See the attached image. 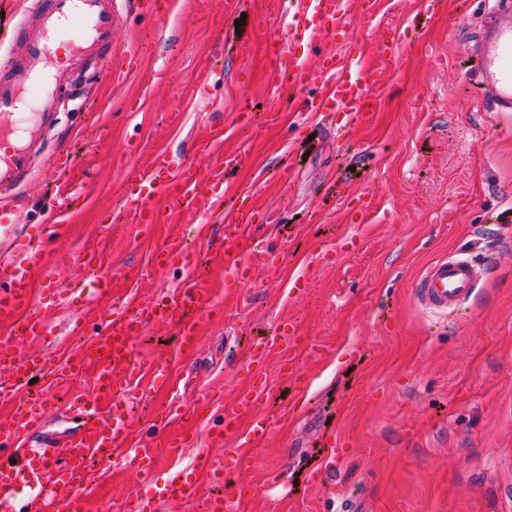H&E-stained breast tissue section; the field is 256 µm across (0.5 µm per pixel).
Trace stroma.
I'll return each instance as SVG.
<instances>
[{
    "instance_id": "1",
    "label": "stroma",
    "mask_w": 512,
    "mask_h": 512,
    "mask_svg": "<svg viewBox=\"0 0 512 512\" xmlns=\"http://www.w3.org/2000/svg\"><path fill=\"white\" fill-rule=\"evenodd\" d=\"M376 17L350 14L354 54L386 71L383 109L371 123L336 140L333 121L313 115L295 125L292 94L274 92L261 66V46L285 0H173L149 22L137 16L113 31L115 48H135L141 74L117 86L87 72L83 106L69 104L50 147L73 151L76 168L60 173L44 157L13 203L19 227L45 223L50 196L69 183L87 205L56 240L54 278L63 285L86 276L87 253L112 276L93 312L108 310L129 290L171 287L172 275L148 262L154 239L138 225L96 224L97 208L120 204L129 176L161 152L192 157L212 128L229 121L242 63L254 71L249 91L261 112L252 139L238 145L231 179L249 185L258 170L267 182L261 205L269 219L257 233L286 257L231 290L224 307L205 320L198 350L173 356L174 329L154 325L134 342L144 368H191L197 380L184 399L198 407L199 439L180 457L159 446L148 427L164 410L157 394L131 423L141 447L158 457L165 481L201 453L223 448L204 436L219 413L208 389L231 391L250 339L271 335L282 319L296 321L304 341L293 354L308 379L303 407L280 372L284 353L264 370L274 387L269 409L282 427L250 450L240 484L260 486L240 512H336L350 489L362 488L370 512H470L471 499L512 490V113L493 111L470 78V36L484 0H441L438 16L420 0H380ZM411 56L384 58L389 37ZM211 75L207 97L198 86ZM84 124V141L71 125ZM363 195L367 216L351 212ZM462 253L490 267L465 311L432 318L413 288L438 259ZM335 434L343 455L331 464L326 492L314 472L327 465L320 440ZM279 482H271V474ZM139 488L128 463L93 469L82 495L86 512H129Z\"/></svg>"
}]
</instances>
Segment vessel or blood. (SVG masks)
I'll return each instance as SVG.
<instances>
[{
	"mask_svg": "<svg viewBox=\"0 0 512 512\" xmlns=\"http://www.w3.org/2000/svg\"><path fill=\"white\" fill-rule=\"evenodd\" d=\"M166 0H34L33 8L11 26L9 45L0 53V402L12 401L23 383L36 381L38 393L13 409L0 426V447L17 450V457L0 459V502H13L36 490L49 500L52 512H84L80 491L90 465L115 466L119 451L130 461L149 494L137 496L134 512H157L161 501L195 500L202 484L225 487L231 475L249 462L248 450L265 444L277 429L264 407L272 387L263 366L279 349L293 348L302 336L296 323L284 320L274 336L253 342L243 359L244 375L223 405L220 421L210 427L208 444L223 447L224 455H200L194 466L175 471L163 484L152 481L156 455L139 448L130 428V407L150 401L157 390V373L142 371L133 357L134 336L148 326L162 323L177 334V356H192L200 340L202 323L220 298L207 278L198 274V261L182 237L171 234L156 243L150 265L157 272H185L189 281L154 294H129L104 317V327L89 337L80 355L64 356L56 345L44 343L52 314L66 296L80 298L108 292L112 279L89 257V274L70 293H63L49 273H37L47 262V246L58 224L71 223L83 206L82 192L71 191L64 203L52 205V221L21 230L8 201L31 177L37 157L45 151L47 134L60 121L63 100H77L84 75L83 63L106 60L113 83L134 80L140 72L135 53L112 46L113 29L122 9L160 17ZM488 12L471 39V76L487 96L494 111L512 112V0H486ZM348 0H290L278 31L263 43V64L276 89L297 94L299 112L344 114L347 126L365 123L381 110L377 93L384 83L382 71L328 48L314 63L297 59L295 41L323 42L349 33ZM314 98H304L308 89ZM254 129V102L242 94L225 129L215 130L209 150H220L218 160L202 165L185 156H158L131 176L123 214L102 208L101 224L120 218L152 234L160 224L183 215L216 214L224 225L213 263L221 272L225 289L251 283L260 268L281 266L278 254L261 249L255 232L266 223L267 212L259 199L264 178L249 186L231 188L227 174L241 163V156L223 150L227 141L243 142ZM235 193L239 207L223 209V198ZM486 274L484 266L465 256L436 262L416 282L415 295L433 314L455 313L474 295ZM36 342L37 350L19 355L22 340ZM89 377L92 395H76L70 409L82 421L81 429L65 442L47 438L40 449L28 443L57 404L58 388L74 379ZM195 414L179 389H172L168 406L152 424L168 455H181L197 442ZM259 493L258 487L239 486L212 498L207 512H238L242 501Z\"/></svg>",
	"mask_w": 512,
	"mask_h": 512,
	"instance_id": "1",
	"label": "vessel or blood"
}]
</instances>
